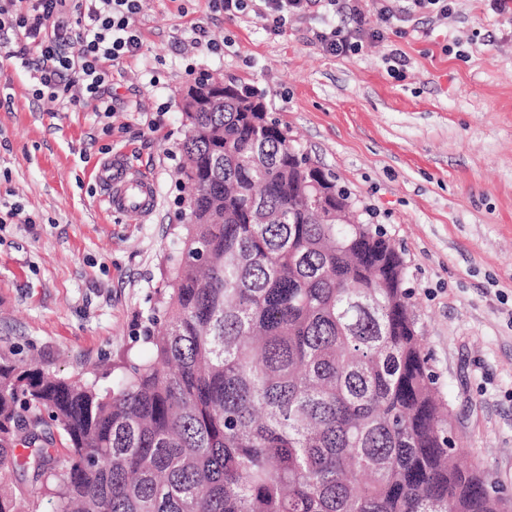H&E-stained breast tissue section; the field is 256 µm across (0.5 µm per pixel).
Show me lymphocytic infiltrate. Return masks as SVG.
<instances>
[{"label": "lymphocytic infiltrate", "mask_w": 512, "mask_h": 512, "mask_svg": "<svg viewBox=\"0 0 512 512\" xmlns=\"http://www.w3.org/2000/svg\"><path fill=\"white\" fill-rule=\"evenodd\" d=\"M313 0H213L215 7L233 16L254 12L271 34H280L289 17L305 12ZM327 11L341 23L315 32L314 40L326 53L357 54L364 37L385 39L402 35L401 24L412 12L439 6L452 10L450 0H409L397 6L375 0L373 17H366L358 0H324ZM140 0H0V35L21 34L24 44L14 57L23 68L35 96L58 98L71 87L112 111L109 67L137 55L143 47L137 25Z\"/></svg>", "instance_id": "lymphocytic-infiltrate-1"}]
</instances>
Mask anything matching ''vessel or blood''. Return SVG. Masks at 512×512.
<instances>
[{"label": "vessel or blood", "mask_w": 512, "mask_h": 512, "mask_svg": "<svg viewBox=\"0 0 512 512\" xmlns=\"http://www.w3.org/2000/svg\"><path fill=\"white\" fill-rule=\"evenodd\" d=\"M96 179L104 187L98 206L135 218L148 215L156 199V187L145 170L107 164L98 170Z\"/></svg>", "instance_id": "vessel-or-blood-1"}]
</instances>
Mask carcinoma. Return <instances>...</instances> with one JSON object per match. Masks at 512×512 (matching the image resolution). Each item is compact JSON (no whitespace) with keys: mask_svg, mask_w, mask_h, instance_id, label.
I'll return each mask as SVG.
<instances>
[{"mask_svg":"<svg viewBox=\"0 0 512 512\" xmlns=\"http://www.w3.org/2000/svg\"><path fill=\"white\" fill-rule=\"evenodd\" d=\"M185 118L190 213L153 360L101 392L0 356V478L56 512H512L448 441L387 230L303 169L255 88ZM38 509L0 485V512Z\"/></svg>","mask_w":512,"mask_h":512,"instance_id":"obj_1","label":"carcinoma"}]
</instances>
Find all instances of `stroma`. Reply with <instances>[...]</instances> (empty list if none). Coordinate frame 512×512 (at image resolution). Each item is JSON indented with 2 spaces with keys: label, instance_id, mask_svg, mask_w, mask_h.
I'll return each instance as SVG.
<instances>
[{
  "label": "stroma",
  "instance_id": "obj_1",
  "mask_svg": "<svg viewBox=\"0 0 512 512\" xmlns=\"http://www.w3.org/2000/svg\"><path fill=\"white\" fill-rule=\"evenodd\" d=\"M331 18L314 4L272 35L209 0H141L143 47L113 66L109 113L75 88L34 97L16 43L0 48V208L19 211L0 223V355L103 390L122 356L149 359L187 211L179 95L212 73L265 91L294 145L402 248L456 443L512 495V0L415 13L404 37L348 58L313 42ZM109 162L153 177L143 221L97 208Z\"/></svg>",
  "mask_w": 512,
  "mask_h": 512
}]
</instances>
